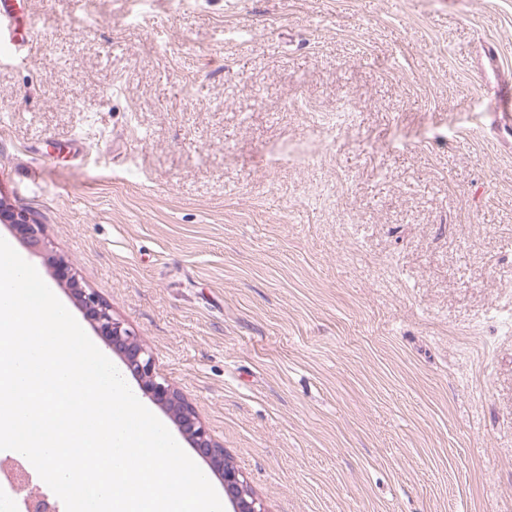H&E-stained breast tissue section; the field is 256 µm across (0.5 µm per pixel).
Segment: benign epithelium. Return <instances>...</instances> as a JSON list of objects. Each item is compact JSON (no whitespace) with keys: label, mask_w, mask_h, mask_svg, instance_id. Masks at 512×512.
<instances>
[{"label":"benign epithelium","mask_w":512,"mask_h":512,"mask_svg":"<svg viewBox=\"0 0 512 512\" xmlns=\"http://www.w3.org/2000/svg\"><path fill=\"white\" fill-rule=\"evenodd\" d=\"M0 222L12 225L16 234L31 249H40L41 227L32 223L25 213L15 212L1 205ZM55 276L57 281L66 282L73 287L76 300L87 317L94 322L98 334L112 346V350L123 356L126 368L137 381L142 393L153 402L174 411L180 431L188 437L195 450L203 457L218 463L222 469L224 498L231 505V512H265L262 503L249 491L242 473L224 458V449L211 439L180 393L158 378L153 357L123 323L113 318L100 295L94 290L81 287L72 266L65 261L56 265ZM3 467L10 471L14 490L25 492L27 512H58L56 502L36 488L29 473L17 466L15 460H5Z\"/></svg>","instance_id":"1"}]
</instances>
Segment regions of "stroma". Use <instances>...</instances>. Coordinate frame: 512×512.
<instances>
[{"label":"stroma","mask_w":512,"mask_h":512,"mask_svg":"<svg viewBox=\"0 0 512 512\" xmlns=\"http://www.w3.org/2000/svg\"><path fill=\"white\" fill-rule=\"evenodd\" d=\"M0 201L266 512H512V0H27ZM81 138L83 158L69 143ZM497 108L494 114L504 128L512 127V84L499 85ZM0 222L2 224H12L19 237L33 250L40 249L42 244L41 227L39 224H33L28 216L23 212H15L4 205L0 206Z\"/></svg>","instance_id":"obj_1"}]
</instances>
